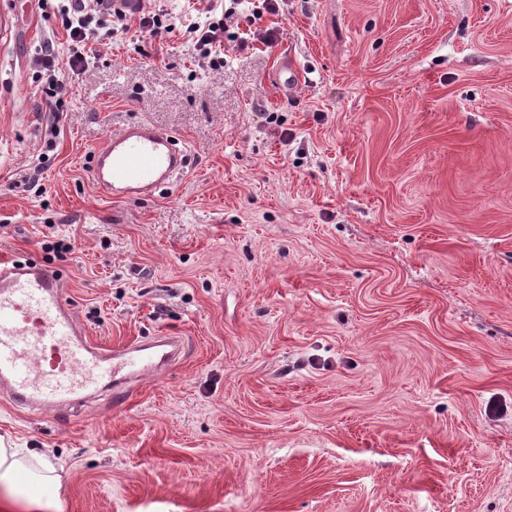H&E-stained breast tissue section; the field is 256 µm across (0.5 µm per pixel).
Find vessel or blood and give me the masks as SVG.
Returning a JSON list of instances; mask_svg holds the SVG:
<instances>
[{
    "instance_id": "1",
    "label": "vessel or blood",
    "mask_w": 512,
    "mask_h": 512,
    "mask_svg": "<svg viewBox=\"0 0 512 512\" xmlns=\"http://www.w3.org/2000/svg\"><path fill=\"white\" fill-rule=\"evenodd\" d=\"M184 159L168 133L127 125L94 151L90 174L110 196L154 194L182 174ZM182 337L111 349L94 343L51 266L0 259V394L20 410L53 414L109 391L130 400L133 380L175 363Z\"/></svg>"
}]
</instances>
